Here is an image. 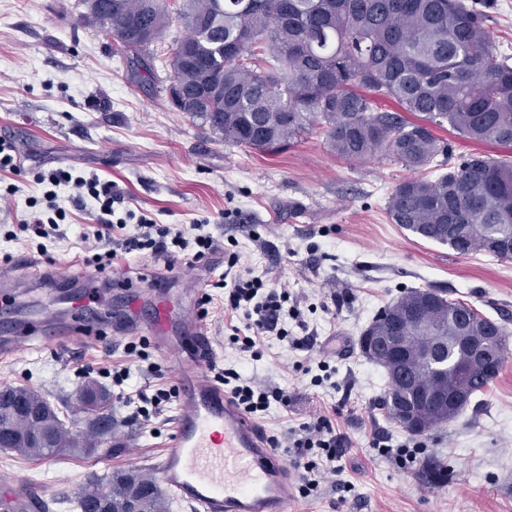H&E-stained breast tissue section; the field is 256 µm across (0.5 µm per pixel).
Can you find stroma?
<instances>
[{
    "mask_svg": "<svg viewBox=\"0 0 512 512\" xmlns=\"http://www.w3.org/2000/svg\"><path fill=\"white\" fill-rule=\"evenodd\" d=\"M84 0H0V132L16 148L19 166L0 171V274L34 281L50 277V295L31 294L28 314L66 317L62 287L86 291L100 279L154 274L143 298L164 292L184 311L202 313L214 342L216 369L231 368L264 389H280L287 403H272L256 418L266 436L288 450V430L318 415L348 439L340 460L349 492L327 476L297 512H512V352L488 390L456 420L414 437L390 420L379 401L388 388L379 365L363 356L359 339L377 312L409 289L443 292L475 306L512 331V261L458 256L448 246L413 236L392 224L387 198L407 175L375 157L347 161L334 155L323 133L310 132L276 154L224 143L209 124L174 109L167 97L166 63L184 34L172 18L151 47L156 84L137 83L106 28L86 24ZM69 168L111 181L134 213L133 234L144 214L159 224L203 225L218 250L206 264L166 265L149 252L119 254L105 273H85L80 234L98 212L69 207L58 230L38 238L18 229L31 207L45 209L40 173ZM262 274L266 285L286 286L289 303L306 322H288L289 338L266 333L251 359L229 340L244 326L242 313L224 310L216 283L229 253ZM206 307L186 303L189 289ZM101 322L74 336L64 353L33 338L12 359L0 360V386L29 387L61 408L67 429L86 430L79 394L87 381L105 387L112 405V455L27 459L0 451V476H24L53 499V512H78L83 485L117 470L147 473L164 450L177 414L171 398L143 419L146 397L177 388L180 329L154 345L128 314L124 296L96 293ZM308 334L304 346L293 337ZM139 352H128L129 343ZM334 369L321 381L322 363ZM383 432L392 447L410 448V461L381 456L371 444ZM448 463V479L424 483L428 461Z\"/></svg>",
    "mask_w": 512,
    "mask_h": 512,
    "instance_id": "stroma-1",
    "label": "stroma"
}]
</instances>
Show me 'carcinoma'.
I'll return each mask as SVG.
<instances>
[{"label":"carcinoma","instance_id":"obj_1","mask_svg":"<svg viewBox=\"0 0 512 512\" xmlns=\"http://www.w3.org/2000/svg\"><path fill=\"white\" fill-rule=\"evenodd\" d=\"M90 20L107 27L130 55L135 79L154 77L145 50L162 39L170 21L167 0H97ZM186 34L177 44L191 59L170 61L168 79L196 101L191 114L209 123L224 142L270 152L320 129L330 151L345 160L383 155L411 175L392 190L386 210L392 223L459 256L490 253L512 261V160L470 155L448 166L449 145L433 132L448 122L478 143L512 146V56L492 41L485 14L465 0H183L178 12ZM395 102L417 113L414 123L378 106ZM427 295L422 320H392L408 350L435 336L448 337V358L418 357L412 375L428 389L452 390L460 337L487 328L508 348L505 325L476 307ZM495 376L474 371L470 399ZM393 379L381 405L399 422ZM89 430L73 435L59 411L25 386L0 389V433L5 448L28 458L80 453L110 455L101 431L112 422L110 394L97 383L81 389ZM428 484L448 479V464L422 471ZM79 512H167L162 491L134 471L114 472L88 483Z\"/></svg>","mask_w":512,"mask_h":512}]
</instances>
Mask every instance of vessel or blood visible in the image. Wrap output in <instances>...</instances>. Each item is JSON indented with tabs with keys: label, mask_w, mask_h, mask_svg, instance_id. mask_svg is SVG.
Segmentation results:
<instances>
[{
	"label": "vessel or blood",
	"mask_w": 512,
	"mask_h": 512,
	"mask_svg": "<svg viewBox=\"0 0 512 512\" xmlns=\"http://www.w3.org/2000/svg\"><path fill=\"white\" fill-rule=\"evenodd\" d=\"M71 307L74 322L58 326L64 340L76 325L92 322L90 298H75ZM171 313L166 300H157L145 333L163 339ZM215 358L210 336L195 327L180 354L179 405L168 446L152 470L186 512H294V469L212 377ZM12 487L7 507L32 512L30 484L16 480Z\"/></svg>",
	"instance_id": "obj_1"
}]
</instances>
